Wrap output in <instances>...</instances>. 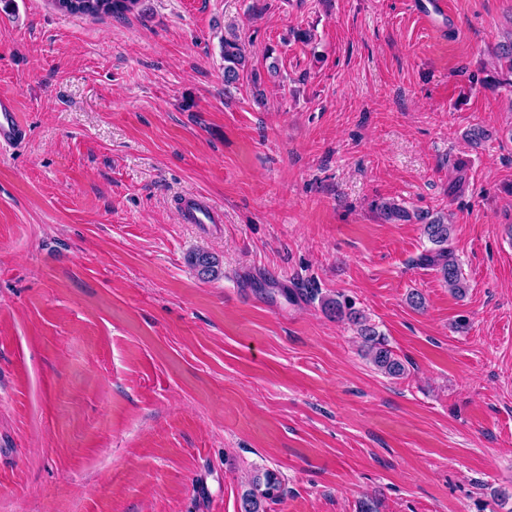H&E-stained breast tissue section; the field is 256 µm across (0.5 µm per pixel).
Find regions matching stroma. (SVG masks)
Here are the masks:
<instances>
[{"mask_svg":"<svg viewBox=\"0 0 512 512\" xmlns=\"http://www.w3.org/2000/svg\"><path fill=\"white\" fill-rule=\"evenodd\" d=\"M449 11L0 0L25 128L0 150V512H240L256 465L284 481L268 512H512V0ZM233 23L260 88L224 85ZM191 193L223 223H183ZM383 199L450 215L465 297ZM339 295L404 377L325 311ZM59 1H76L77 7L72 8ZM54 5L63 11L91 17H124L137 11L141 0H54ZM323 305L336 314V317H347L359 327V336L362 341L363 356L375 369L384 375L399 378L406 373L403 360L394 353L384 338L375 329L367 324V319L356 310L352 303L335 299L324 300Z\"/></svg>","mask_w":512,"mask_h":512,"instance_id":"obj_1","label":"stroma"}]
</instances>
